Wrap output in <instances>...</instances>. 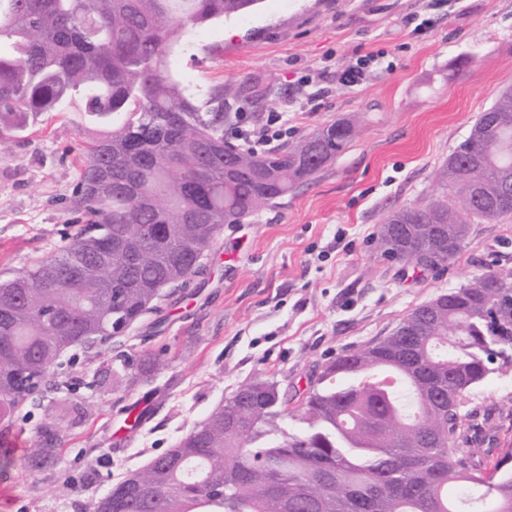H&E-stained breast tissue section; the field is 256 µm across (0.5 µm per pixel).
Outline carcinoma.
Returning a JSON list of instances; mask_svg holds the SVG:
<instances>
[{
  "instance_id": "1",
  "label": "carcinoma",
  "mask_w": 512,
  "mask_h": 512,
  "mask_svg": "<svg viewBox=\"0 0 512 512\" xmlns=\"http://www.w3.org/2000/svg\"><path fill=\"white\" fill-rule=\"evenodd\" d=\"M258 0H0V149L81 97L97 125L70 206L80 228L55 255L0 282V421L71 347L134 324L197 273L226 224L284 197L341 154L334 121L264 154L224 141V87L199 96L170 69L181 35ZM512 95L496 96L440 172L442 194L392 214L384 253L423 266L466 244L469 225L512 216ZM130 244L133 258L111 253ZM512 367V266L414 309L389 336L327 363L300 410L257 380L94 512H512V446L492 468L458 449L491 414L454 401ZM302 427L289 432L286 418Z\"/></svg>"
}]
</instances>
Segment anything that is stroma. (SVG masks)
<instances>
[{"instance_id": "35a3bbf8", "label": "stroma", "mask_w": 512, "mask_h": 512, "mask_svg": "<svg viewBox=\"0 0 512 512\" xmlns=\"http://www.w3.org/2000/svg\"><path fill=\"white\" fill-rule=\"evenodd\" d=\"M425 0H259L193 35L170 58L192 90L224 88V136L237 116L286 113L289 139L334 120L348 147L304 185L225 225L197 274L164 288L152 310L107 342L69 349L43 391L0 421L22 440L0 468V512H94L124 476L201 423L240 387L277 383L300 405L322 367L392 333L416 307L496 265H512V217L469 227L466 245L422 271L384 255L393 212L438 195V173L499 91L512 88V0H465L412 33ZM385 51L363 85L329 82L315 110L288 105L300 77ZM464 66H456L458 58ZM81 112L38 117L0 152V281L65 247ZM151 355L161 366L142 372ZM495 411L512 443V370L463 397L460 413ZM57 455L35 460L46 438Z\"/></svg>"}]
</instances>
